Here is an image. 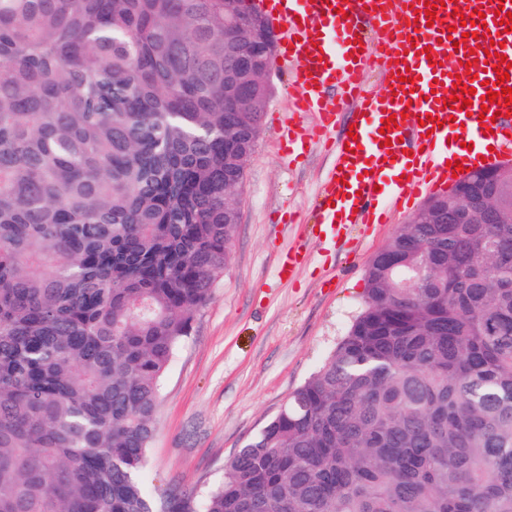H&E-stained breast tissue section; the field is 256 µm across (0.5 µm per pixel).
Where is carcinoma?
Returning <instances> with one entry per match:
<instances>
[{
  "mask_svg": "<svg viewBox=\"0 0 512 512\" xmlns=\"http://www.w3.org/2000/svg\"><path fill=\"white\" fill-rule=\"evenodd\" d=\"M225 40L224 0H0V512H512L509 210L403 225L224 482L146 483L266 109Z\"/></svg>",
  "mask_w": 512,
  "mask_h": 512,
  "instance_id": "cac0c4a2",
  "label": "carcinoma"
}]
</instances>
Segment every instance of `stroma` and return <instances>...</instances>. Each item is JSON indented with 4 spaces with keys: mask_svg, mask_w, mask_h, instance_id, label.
Instances as JSON below:
<instances>
[{
    "mask_svg": "<svg viewBox=\"0 0 512 512\" xmlns=\"http://www.w3.org/2000/svg\"><path fill=\"white\" fill-rule=\"evenodd\" d=\"M286 67L274 66L270 100L236 198L233 259L196 316L162 381L146 481L205 488L224 463L315 371L358 312L368 264L409 218L392 215L334 240L313 235L316 193L330 161L320 148L291 160L280 142L288 119ZM303 247L288 280L283 252Z\"/></svg>",
    "mask_w": 512,
    "mask_h": 512,
    "instance_id": "obj_1",
    "label": "stroma"
}]
</instances>
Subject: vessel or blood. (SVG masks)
Masks as SVG:
<instances>
[{"mask_svg":"<svg viewBox=\"0 0 512 512\" xmlns=\"http://www.w3.org/2000/svg\"><path fill=\"white\" fill-rule=\"evenodd\" d=\"M429 23L423 0H254L280 29L278 60L291 64V110L296 122L284 135L286 150L313 135L333 136V165L318 195V222L331 234L356 224H382L390 209L413 207L424 194L453 180L454 163L473 170L512 154V117L504 97L489 100L500 57L512 62V32L496 8L512 0H444ZM501 56L487 55L491 43ZM380 70L381 89L365 77ZM408 72L409 81L399 79ZM474 87L470 110L454 108L455 83ZM489 107L497 117L482 126ZM312 112L316 131L299 115ZM405 113L386 127L392 114ZM347 116L353 135H336Z\"/></svg>","mask_w":512,"mask_h":512,"instance_id":"vessel-or-blood-1","label":"vessel or blood"}]
</instances>
